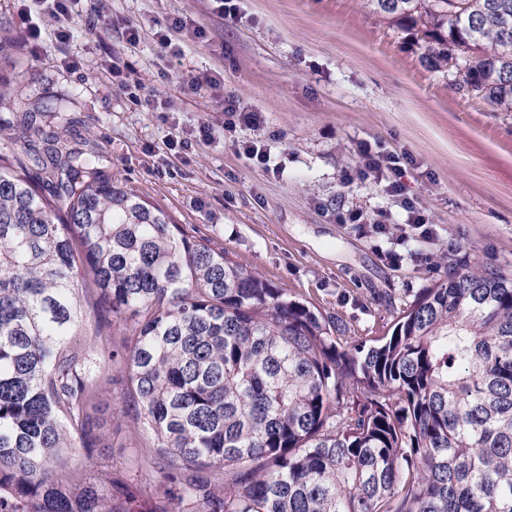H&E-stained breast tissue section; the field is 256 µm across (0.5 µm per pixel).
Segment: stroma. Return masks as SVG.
Wrapping results in <instances>:
<instances>
[{"label": "stroma", "mask_w": 512, "mask_h": 512, "mask_svg": "<svg viewBox=\"0 0 512 512\" xmlns=\"http://www.w3.org/2000/svg\"><path fill=\"white\" fill-rule=\"evenodd\" d=\"M235 16L215 0H74L70 37L57 38L46 11L23 18L0 0V19L17 34L0 61L10 100L0 132L19 138L24 119L62 136L68 147L164 208L190 234L211 239L229 257L359 335H381L419 288L437 280L445 249L512 272V112H494L456 94L428 71L409 33L389 27L361 0H233ZM202 27L179 36V54L155 38L173 20ZM141 24L137 45L128 23ZM41 28L46 50L32 51L27 25ZM123 67L143 89L133 102L109 69ZM220 73L218 84L187 91L184 75ZM260 113L254 130L224 132V103ZM208 126L209 139L198 129ZM190 138L188 151L170 148ZM262 138L267 163L240 144ZM402 156L404 194L432 233L406 241L375 233L376 221L403 222L398 199L373 180L345 183L358 148ZM360 216L357 224L349 215ZM403 254L389 264L384 252ZM104 395L94 413L105 447L98 461L145 465L142 435L112 417Z\"/></svg>", "instance_id": "obj_1"}]
</instances>
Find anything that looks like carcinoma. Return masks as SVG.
Masks as SVG:
<instances>
[{
  "instance_id": "carcinoma-1",
  "label": "carcinoma",
  "mask_w": 512,
  "mask_h": 512,
  "mask_svg": "<svg viewBox=\"0 0 512 512\" xmlns=\"http://www.w3.org/2000/svg\"><path fill=\"white\" fill-rule=\"evenodd\" d=\"M363 2L512 112V0ZM40 137L0 154V512H512L505 271L444 251L390 333L359 336ZM116 384L145 475L97 468L89 411Z\"/></svg>"
}]
</instances>
